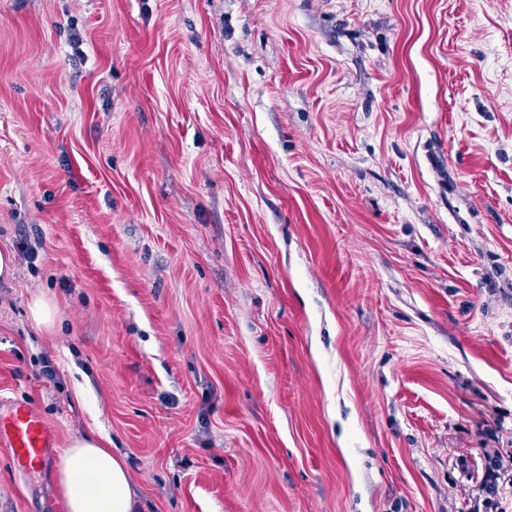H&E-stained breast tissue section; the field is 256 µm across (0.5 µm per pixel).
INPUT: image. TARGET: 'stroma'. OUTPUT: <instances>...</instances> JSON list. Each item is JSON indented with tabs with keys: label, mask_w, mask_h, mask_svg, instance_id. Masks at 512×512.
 I'll list each match as a JSON object with an SVG mask.
<instances>
[{
	"label": "stroma",
	"mask_w": 512,
	"mask_h": 512,
	"mask_svg": "<svg viewBox=\"0 0 512 512\" xmlns=\"http://www.w3.org/2000/svg\"><path fill=\"white\" fill-rule=\"evenodd\" d=\"M2 249L140 512H512V0H0ZM29 316L37 328L50 329L54 325L57 307L46 295H38L29 304Z\"/></svg>",
	"instance_id": "35a3bbf8"
}]
</instances>
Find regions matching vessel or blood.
<instances>
[{
	"mask_svg": "<svg viewBox=\"0 0 512 512\" xmlns=\"http://www.w3.org/2000/svg\"><path fill=\"white\" fill-rule=\"evenodd\" d=\"M0 445L9 449L15 465L23 470L41 467L60 451L53 430L28 406L0 415Z\"/></svg>",
	"mask_w": 512,
	"mask_h": 512,
	"instance_id": "vessel-or-blood-1",
	"label": "vessel or blood"
}]
</instances>
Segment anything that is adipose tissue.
I'll list each match as a JSON object with an SVG mask.
<instances>
[{"label": "adipose tissue", "mask_w": 512, "mask_h": 512, "mask_svg": "<svg viewBox=\"0 0 512 512\" xmlns=\"http://www.w3.org/2000/svg\"><path fill=\"white\" fill-rule=\"evenodd\" d=\"M112 441L97 431L74 438L57 471L67 512H137V493Z\"/></svg>", "instance_id": "ef3b65f1"}]
</instances>
